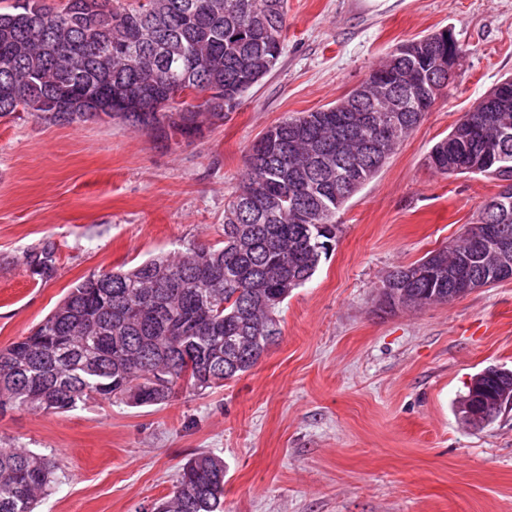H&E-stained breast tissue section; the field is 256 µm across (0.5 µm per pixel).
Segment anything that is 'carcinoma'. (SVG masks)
<instances>
[{"label": "carcinoma", "instance_id": "carcinoma-1", "mask_svg": "<svg viewBox=\"0 0 512 512\" xmlns=\"http://www.w3.org/2000/svg\"><path fill=\"white\" fill-rule=\"evenodd\" d=\"M256 27L239 35L240 27ZM288 27V0H13L0 11V118L27 112L48 122L111 121L97 104L127 99L135 121L162 140L201 133L226 94L237 109L251 89L245 76L264 77L276 66ZM411 41L431 80L448 87L434 65L444 41ZM413 62L394 51L373 74L406 77ZM491 88L448 135L431 148L429 166L445 177L488 175L503 153L512 166V136L484 126L467 155L449 164L448 141L464 139L494 101ZM336 103L270 127L248 155L239 191L224 207V240L183 253L148 258L127 270L93 274L74 285L28 336L0 349V410L64 412L87 400L130 406L162 405L177 387L193 392L224 386L255 367L268 341L281 335L278 314L295 288L307 283L336 243V214L381 170L420 124L401 113L400 128L374 147L381 132L349 122ZM375 122L390 115L383 100L363 102ZM478 224L507 229L485 202ZM497 248L466 230L407 266L388 271L380 302L385 312L449 303L468 294L465 280L487 275ZM24 265L42 280L56 269L52 243L25 253ZM488 408L486 423L512 408V370L477 374ZM55 483L48 459L21 448H0V512H35ZM224 461L198 453L182 466L159 512H220Z\"/></svg>", "mask_w": 512, "mask_h": 512}]
</instances>
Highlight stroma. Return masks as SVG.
Here are the masks:
<instances>
[{
    "label": "stroma",
    "mask_w": 512,
    "mask_h": 512,
    "mask_svg": "<svg viewBox=\"0 0 512 512\" xmlns=\"http://www.w3.org/2000/svg\"><path fill=\"white\" fill-rule=\"evenodd\" d=\"M445 28L463 55L444 94L342 209L332 251L284 301L282 334L252 370L161 406L0 412V446L57 467L38 512H153L200 452L224 461V512H512V410L480 430L457 413L476 373L512 369V280L379 307L387 271L458 236L500 190L442 177L427 156L512 75V0H288L275 68L188 140L119 120L0 119V348L92 273L221 241L224 205L269 127L336 102L398 46ZM47 242L45 281L22 259Z\"/></svg>",
    "instance_id": "stroma-1"
}]
</instances>
